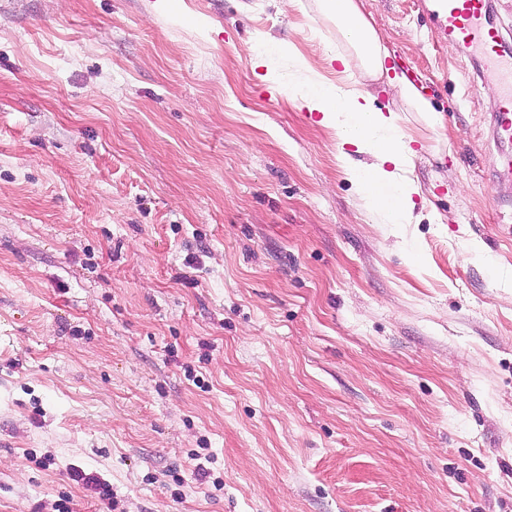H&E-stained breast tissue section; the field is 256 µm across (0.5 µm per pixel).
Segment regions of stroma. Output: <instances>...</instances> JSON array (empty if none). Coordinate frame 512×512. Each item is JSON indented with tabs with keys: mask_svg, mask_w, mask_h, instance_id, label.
<instances>
[{
	"mask_svg": "<svg viewBox=\"0 0 512 512\" xmlns=\"http://www.w3.org/2000/svg\"><path fill=\"white\" fill-rule=\"evenodd\" d=\"M416 224L252 65L279 0H0V512H512V186L418 0ZM51 465H44V458Z\"/></svg>",
	"mask_w": 512,
	"mask_h": 512,
	"instance_id": "stroma-1",
	"label": "stroma"
}]
</instances>
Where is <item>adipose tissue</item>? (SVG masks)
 <instances>
[{"label":"adipose tissue","mask_w":512,"mask_h":512,"mask_svg":"<svg viewBox=\"0 0 512 512\" xmlns=\"http://www.w3.org/2000/svg\"><path fill=\"white\" fill-rule=\"evenodd\" d=\"M314 5L336 27V47L327 60L339 63L338 79L333 84L326 82L322 75L309 71L301 54L289 50L288 61L301 77L289 79L288 99L320 113L321 124L335 130L340 143L373 156V164L349 173L365 207L382 214L385 223H413L414 197L420 188L405 171L416 151L412 138L400 130V114L418 113L432 128L440 125V116L412 80L390 73L385 65L390 51L362 12L360 0H314ZM371 80L390 88L398 108L377 107L367 86Z\"/></svg>","instance_id":"ef3b65f1"}]
</instances>
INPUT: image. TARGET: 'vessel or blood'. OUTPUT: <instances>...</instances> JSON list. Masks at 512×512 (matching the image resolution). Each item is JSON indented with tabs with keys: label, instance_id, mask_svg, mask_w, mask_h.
I'll list each match as a JSON object with an SVG mask.
<instances>
[{
	"label": "vessel or blood",
	"instance_id": "vessel-or-blood-1",
	"mask_svg": "<svg viewBox=\"0 0 512 512\" xmlns=\"http://www.w3.org/2000/svg\"><path fill=\"white\" fill-rule=\"evenodd\" d=\"M438 40L462 46L479 78H494L498 97L488 123L500 146H512V42L498 20L494 0H426Z\"/></svg>",
	"mask_w": 512,
	"mask_h": 512
}]
</instances>
